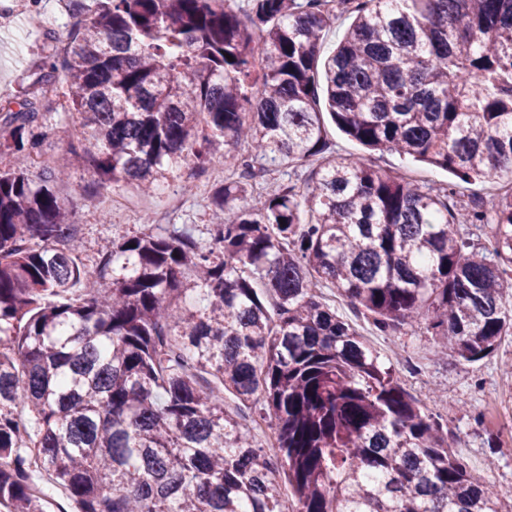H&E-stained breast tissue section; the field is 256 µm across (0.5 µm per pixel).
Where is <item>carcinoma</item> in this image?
<instances>
[{
  "mask_svg": "<svg viewBox=\"0 0 512 512\" xmlns=\"http://www.w3.org/2000/svg\"><path fill=\"white\" fill-rule=\"evenodd\" d=\"M94 2L0 104V505L46 512L39 469L75 512H280L282 478L296 512H499L318 289L382 333L425 325L437 356H492L512 335V188L456 211L451 184L334 151L319 101L370 151L512 179V0ZM62 79L71 142L35 179L38 94ZM180 160L233 171L208 194L212 246L143 230L88 270L52 183L77 163L148 191ZM307 161L304 187L252 199ZM317 163L309 164H295V165H284L276 168H272L270 171L262 174L253 186V190L256 193H266L271 190H275L282 186L293 185L297 187L303 186L304 181L310 174L312 168Z\"/></svg>",
  "mask_w": 512,
  "mask_h": 512,
  "instance_id": "carcinoma-1",
  "label": "carcinoma"
}]
</instances>
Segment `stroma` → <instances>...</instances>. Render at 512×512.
<instances>
[{"mask_svg": "<svg viewBox=\"0 0 512 512\" xmlns=\"http://www.w3.org/2000/svg\"><path fill=\"white\" fill-rule=\"evenodd\" d=\"M10 2L11 12L0 15V100L16 97L42 58L55 50L54 42L46 39L44 31L30 26L29 0ZM46 101L49 112L43 128L42 152L50 155L68 144L69 123L64 92L49 93ZM326 130L330 143L340 153L370 156L383 171L414 184L423 187L455 183L447 170L409 157L397 153L368 154L365 147L334 123H327ZM92 181L88 169L80 167L53 185L77 226L84 263H91L103 241L130 236L147 227L162 234L171 225L188 224L200 242H208L207 196L214 183L211 171L181 166L148 194L125 187L133 206L126 210L112 208L105 214L100 213L94 202L105 199L112 187L99 186L96 198L92 199L85 191ZM173 194L180 200V209L174 216L169 213V197ZM334 299L337 313L393 370L400 385L422 410L434 416L443 431L454 439L455 452L466 463L473 480L492 482L502 512H512V336L504 337L497 352L482 361H437L431 354L434 338L425 330L395 336L380 333L360 311L343 299Z\"/></svg>", "mask_w": 512, "mask_h": 512, "instance_id": "stroma-1", "label": "stroma"}]
</instances>
